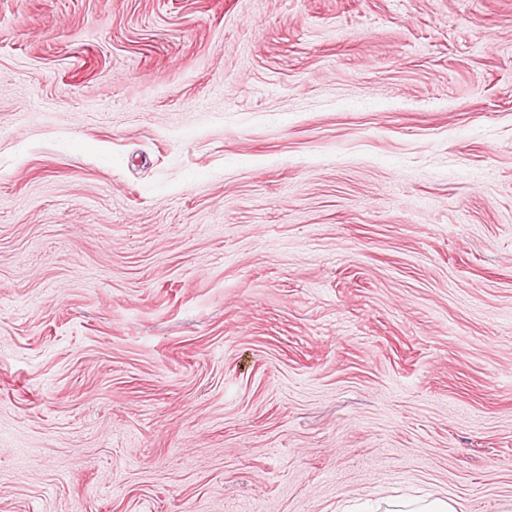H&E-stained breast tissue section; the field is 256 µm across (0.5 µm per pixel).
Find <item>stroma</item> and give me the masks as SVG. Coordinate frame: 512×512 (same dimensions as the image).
<instances>
[{"label":"stroma","mask_w":512,"mask_h":512,"mask_svg":"<svg viewBox=\"0 0 512 512\" xmlns=\"http://www.w3.org/2000/svg\"><path fill=\"white\" fill-rule=\"evenodd\" d=\"M512 500V0H0V512Z\"/></svg>","instance_id":"obj_1"}]
</instances>
